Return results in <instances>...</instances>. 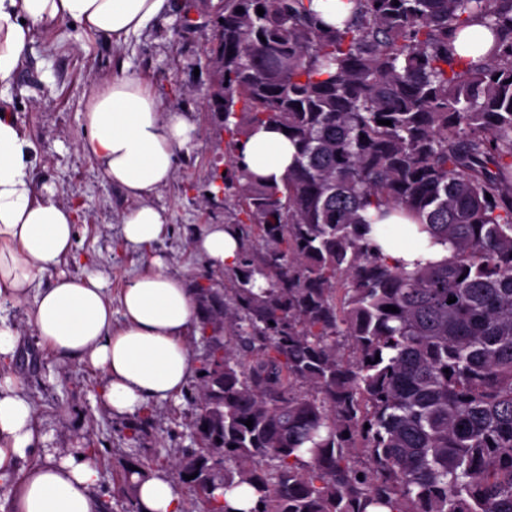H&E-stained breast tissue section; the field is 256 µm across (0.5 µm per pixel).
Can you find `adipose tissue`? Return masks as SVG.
I'll use <instances>...</instances> for the list:
<instances>
[{
	"instance_id": "adipose-tissue-1",
	"label": "adipose tissue",
	"mask_w": 512,
	"mask_h": 512,
	"mask_svg": "<svg viewBox=\"0 0 512 512\" xmlns=\"http://www.w3.org/2000/svg\"><path fill=\"white\" fill-rule=\"evenodd\" d=\"M171 0H0V305L23 304L27 322L50 345L60 364L85 361L99 369L101 398L112 413L128 418L155 400L179 395L193 372L189 336L201 319L186 278L169 274L161 258L131 276L119 301L123 323L114 325L97 269L80 275L60 271L76 259L79 210L63 204L54 188L37 186L39 144L9 117L16 84L37 28L69 19L85 31L121 44L169 10ZM87 131L81 152L135 205L122 218L132 249L157 241L168 216L147 202L171 179L189 153L193 126L179 113H164L148 87L134 77L97 84L84 105ZM295 149L281 132L258 129L241 144L238 160L252 173L280 178ZM367 239L400 264L438 261L448 248L407 231L404 219H378L368 211ZM193 249L218 269L237 264L240 240L229 224H210ZM19 330L0 316V484L13 487V512H100L97 461L48 447L22 380L10 374ZM42 463H31L34 454ZM139 512H186L185 495L171 473L134 476Z\"/></svg>"
}]
</instances>
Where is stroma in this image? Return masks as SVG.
Listing matches in <instances>:
<instances>
[{"label":"stroma","mask_w":512,"mask_h":512,"mask_svg":"<svg viewBox=\"0 0 512 512\" xmlns=\"http://www.w3.org/2000/svg\"><path fill=\"white\" fill-rule=\"evenodd\" d=\"M156 19L123 46L85 35L63 20L40 26L29 61L12 90L15 115L40 141L35 176L38 185L54 187L60 201L75 205L82 217L78 249L82 265L70 273L102 269L109 275L106 292L114 302V324L123 321L117 300L129 277L153 254L167 272L186 275L196 288L236 285L233 271L212 268L192 248L193 238L208 224H234V201L209 195L213 170L224 169L228 136L211 112L213 93L209 50L217 31L213 16L219 0H194L195 23L183 27L180 6ZM134 75L150 88L162 111L177 112L194 125L188 155L179 158L169 183L148 202L165 208L170 223L150 247L127 248L121 222L132 202L106 181L79 150L85 136L83 105L96 82ZM8 314L20 332L19 356L13 372L26 384L36 423L53 447L68 448L97 459L101 470L98 494L108 512H130L136 499L124 481L136 462L165 467L181 449L195 447L192 436L197 407L188 395L152 403L143 416L115 418L100 398L102 372L85 363L60 366L46 345L37 344L24 308Z\"/></svg>","instance_id":"1"}]
</instances>
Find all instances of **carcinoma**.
I'll use <instances>...</instances> for the list:
<instances>
[{
  "mask_svg": "<svg viewBox=\"0 0 512 512\" xmlns=\"http://www.w3.org/2000/svg\"><path fill=\"white\" fill-rule=\"evenodd\" d=\"M344 3L333 26L312 0L221 2L212 195L264 249L233 294L199 289L224 335H203V447L172 469L203 512L242 484L252 512H512V0ZM474 22L492 45L463 57ZM260 127L295 146L277 182L236 162ZM369 209L451 256L390 262Z\"/></svg>",
  "mask_w": 512,
  "mask_h": 512,
  "instance_id": "cac0c4a2",
  "label": "carcinoma"
}]
</instances>
